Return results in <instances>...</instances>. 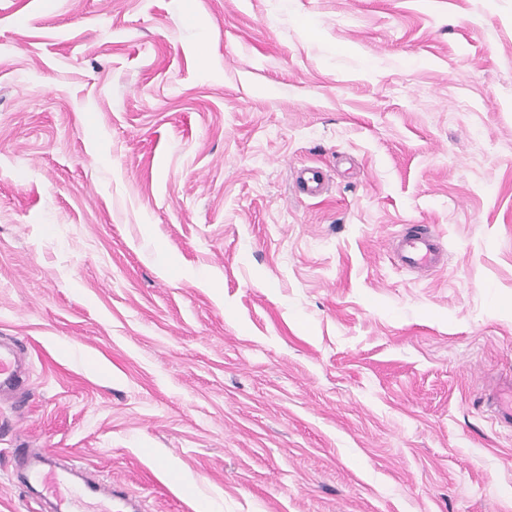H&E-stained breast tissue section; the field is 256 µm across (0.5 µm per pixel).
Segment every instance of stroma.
Instances as JSON below:
<instances>
[{
	"label": "stroma",
	"mask_w": 512,
	"mask_h": 512,
	"mask_svg": "<svg viewBox=\"0 0 512 512\" xmlns=\"http://www.w3.org/2000/svg\"><path fill=\"white\" fill-rule=\"evenodd\" d=\"M0 344V512H512V0H0ZM298 187L308 195L319 196L323 190L324 180L318 168H308L297 176ZM396 241L394 257L400 267L423 273L444 264L445 254L439 240L424 228L402 232ZM18 385V367L12 351L2 352L0 348V394L4 389H14ZM487 404L492 409L496 420L499 423L509 424L512 422V381H498L487 395ZM27 482L40 488V492L53 499L56 512H86L88 500H101V493L94 482L77 484L70 479L74 468H45L37 456L26 454ZM45 493V494H44Z\"/></svg>",
	"instance_id": "stroma-1"
}]
</instances>
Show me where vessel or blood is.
<instances>
[{
    "label": "vessel or blood",
    "instance_id": "1",
    "mask_svg": "<svg viewBox=\"0 0 512 512\" xmlns=\"http://www.w3.org/2000/svg\"><path fill=\"white\" fill-rule=\"evenodd\" d=\"M394 257L400 267L418 272L435 270L445 261L444 250L431 232L417 228L402 232L396 237ZM18 367L13 352L0 351V392L16 388ZM487 404L496 420L503 424L512 422V381H498L487 396ZM27 461V481L38 486L42 493L52 498L55 512H84L90 500L100 499L95 483H75L69 469L43 467L38 457L30 455Z\"/></svg>",
    "mask_w": 512,
    "mask_h": 512
}]
</instances>
